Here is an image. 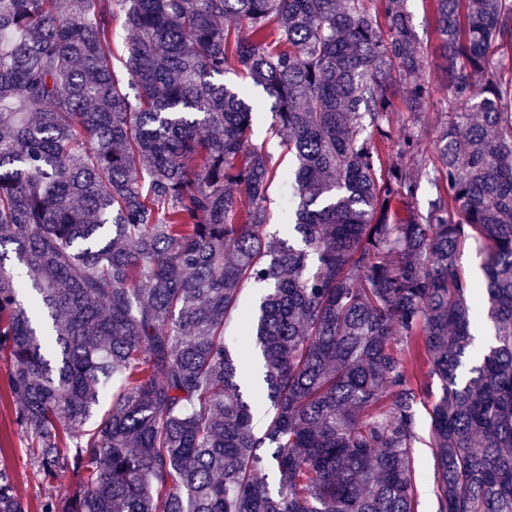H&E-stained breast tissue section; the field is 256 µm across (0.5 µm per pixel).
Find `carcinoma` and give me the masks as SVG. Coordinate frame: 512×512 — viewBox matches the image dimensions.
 Masks as SVG:
<instances>
[{
	"mask_svg": "<svg viewBox=\"0 0 512 512\" xmlns=\"http://www.w3.org/2000/svg\"><path fill=\"white\" fill-rule=\"evenodd\" d=\"M431 3L446 190L421 210L418 135L397 141L415 171L384 153L393 74L405 111L429 96L403 0H0V399L45 483L84 475L37 512H417L421 364L437 512H512V0ZM231 59L294 162L285 238ZM476 290L495 341L462 382ZM0 512H28L4 463ZM481 259L482 257L479 256V251L475 242H467L460 251L458 268L468 279L478 281L482 278V272L480 270ZM82 475L72 469L70 465H64L61 469L60 476L55 481L52 493L59 497H64L71 493L78 485L81 484Z\"/></svg>",
	"mask_w": 512,
	"mask_h": 512,
	"instance_id": "obj_1",
	"label": "carcinoma"
}]
</instances>
